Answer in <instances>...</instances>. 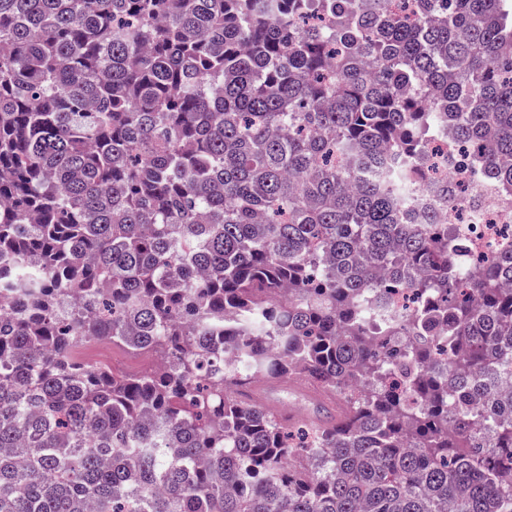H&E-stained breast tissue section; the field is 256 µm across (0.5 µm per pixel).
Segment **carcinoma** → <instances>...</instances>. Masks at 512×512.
Returning <instances> with one entry per match:
<instances>
[{
  "instance_id": "cac0c4a2",
  "label": "carcinoma",
  "mask_w": 512,
  "mask_h": 512,
  "mask_svg": "<svg viewBox=\"0 0 512 512\" xmlns=\"http://www.w3.org/2000/svg\"><path fill=\"white\" fill-rule=\"evenodd\" d=\"M389 5L0 0V512H512V244L413 205L512 190V0ZM468 154L459 150L448 139V182L465 184L467 189L447 203L441 201L430 188L417 191V206L437 203L448 224L464 231L467 249L456 256V263L464 266L478 256H491L500 245L512 239V194H496L483 187L470 168ZM89 362L104 363L116 372H138L156 358L154 354L134 355L122 346H112L107 353H100L95 343H90L81 353ZM292 379V376L281 378L277 381L272 382L273 385L270 387L268 394L260 395L259 398H262L264 396H269L271 401L279 404L282 408L287 407L288 403H293L296 405L297 411L305 412L308 402L305 400L302 396L290 392L288 389H285L286 386L283 385H277L280 381H286Z\"/></svg>"
}]
</instances>
